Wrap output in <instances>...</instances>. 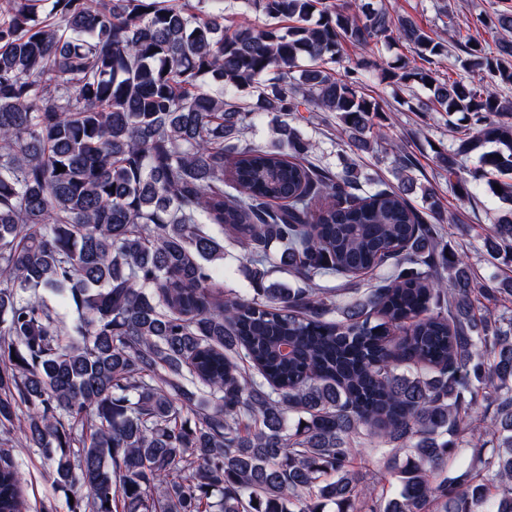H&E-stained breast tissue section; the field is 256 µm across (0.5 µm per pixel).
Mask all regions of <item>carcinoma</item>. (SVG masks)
Wrapping results in <instances>:
<instances>
[{
	"label": "carcinoma",
	"mask_w": 512,
	"mask_h": 512,
	"mask_svg": "<svg viewBox=\"0 0 512 512\" xmlns=\"http://www.w3.org/2000/svg\"><path fill=\"white\" fill-rule=\"evenodd\" d=\"M221 2L0 0V512L25 506L16 431L68 512H512V278L438 251L382 106L332 68L396 31L428 62L448 45L370 0H243L241 23ZM462 47L512 84V39ZM392 78L429 87L417 112L470 116L437 165L496 144L472 178L512 206V103L451 61ZM301 110L393 155L399 185L311 161ZM226 235L249 299L210 268ZM482 242L512 253V211ZM279 264L302 287L268 282Z\"/></svg>",
	"instance_id": "carcinoma-1"
}]
</instances>
